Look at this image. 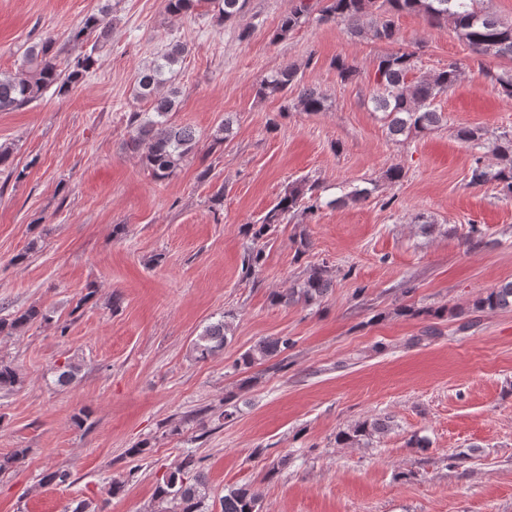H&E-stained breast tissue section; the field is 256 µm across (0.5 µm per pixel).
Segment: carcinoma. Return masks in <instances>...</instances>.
I'll return each instance as SVG.
<instances>
[{
	"label": "carcinoma",
	"instance_id": "carcinoma-1",
	"mask_svg": "<svg viewBox=\"0 0 512 512\" xmlns=\"http://www.w3.org/2000/svg\"><path fill=\"white\" fill-rule=\"evenodd\" d=\"M201 0H165V10L173 16H188ZM218 18L224 23L234 22L245 10L247 0H216ZM480 0H294L292 8L282 16L274 38L284 39L302 20L319 11V20L336 21L353 36L369 35L373 40L392 44L397 42L394 17L401 13H415L431 25L449 21L472 50L479 55H494L512 60V23L503 22L483 11ZM109 5L86 15L72 38L76 42L92 41L89 52L60 67L55 42L48 37L30 46L25 64L13 73L0 74V112H14L39 99L49 88L57 93L86 76L97 62L95 52L112 38V20ZM185 48L179 44L168 46L150 64L142 67L137 76L136 96L152 101V111L131 112L127 126L130 137L126 147L131 152H143L142 162L157 181L172 176L183 161L198 147L199 138L189 126H174L170 113L177 110L178 90L173 86L175 66ZM416 53L403 48L379 57L374 72V109L386 120L393 136L417 135L443 123L442 113L431 108L433 101L448 93L462 74V67L451 62L447 67L429 75H416ZM485 79L508 99H512V71L484 72ZM260 97L288 99L294 95L295 106L302 112L325 110V97L314 88L302 85L298 69L285 65L264 78L257 88ZM456 138L474 148L483 147L479 128L460 126ZM492 162L484 157L474 159L470 184L482 186L495 183L512 194V132L504 131L488 146ZM369 195L366 188H355L326 203L321 201V186L305 179L289 184L261 223L251 225L252 238L260 239L273 224H280L289 213L302 208L313 212L321 204L328 206L359 203ZM332 288V279L323 266L310 268L306 277L285 293H274L275 304L290 305L299 302L315 304ZM480 311L512 310V280L488 289L475 303ZM50 312L37 306L10 318L0 317V334L8 336L34 323H48ZM231 325L225 319L210 324L192 343V353L203 361L224 349ZM292 345L287 336L266 338L240 354L236 366L251 369L280 356ZM78 366L66 362L56 369L55 383L68 386L76 378ZM20 384L18 368L0 359V390H12ZM388 430L381 419H366L338 434V441L346 445L361 444ZM47 485H70L71 472L58 468L45 472L41 478ZM208 486L201 469V461L186 453L174 471L157 483L154 495L161 503L171 504L169 512H207ZM221 512H261L260 495L248 485L231 487L221 497Z\"/></svg>",
	"mask_w": 512,
	"mask_h": 512
}]
</instances>
